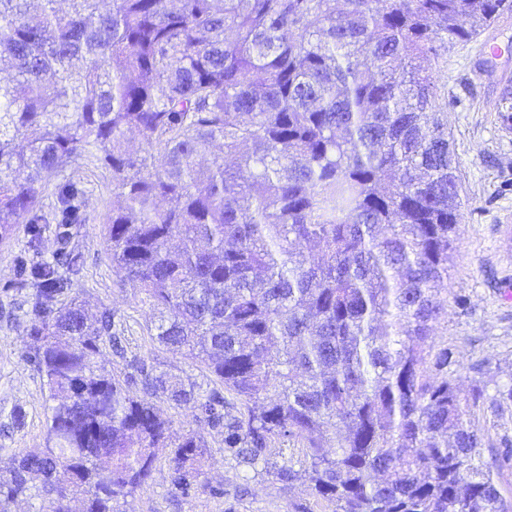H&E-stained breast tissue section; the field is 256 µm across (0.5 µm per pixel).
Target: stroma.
Returning a JSON list of instances; mask_svg holds the SVG:
<instances>
[{
  "label": "stroma",
  "mask_w": 512,
  "mask_h": 512,
  "mask_svg": "<svg viewBox=\"0 0 512 512\" xmlns=\"http://www.w3.org/2000/svg\"><path fill=\"white\" fill-rule=\"evenodd\" d=\"M444 78L448 139L463 203L448 265V294L465 296L470 305L463 311L448 304L436 335L455 349L463 386L471 384L473 365H483L491 397L512 384V125H504L498 114L502 99H512V13L476 40L449 48ZM80 177L85 222L58 223L49 197L46 223L17 225L12 237L0 242V475L14 453L43 447L50 416L48 391L24 357L31 343V271L41 263L78 257L81 273L71 280L69 293L86 301L92 315L115 311L125 323L128 358L159 363L174 375L210 385L203 368L151 343L150 308L112 268L101 224L116 202L111 172L89 165ZM162 409L175 431L204 437V485L182 496L170 483L169 451L162 448L153 480L121 500L119 512H291L294 502L312 512H331L302 483L283 487L275 477L225 457L222 430L204 425L193 411L167 403Z\"/></svg>",
  "instance_id": "stroma-1"
}]
</instances>
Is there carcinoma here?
Listing matches in <instances>:
<instances>
[{
  "label": "carcinoma",
  "instance_id": "carcinoma-1",
  "mask_svg": "<svg viewBox=\"0 0 512 512\" xmlns=\"http://www.w3.org/2000/svg\"><path fill=\"white\" fill-rule=\"evenodd\" d=\"M40 2L30 21L28 0H0V241L44 220L51 178L58 223L78 221L92 153L120 199L112 267L154 311L151 342L218 387L143 361L101 371L106 344L125 355L122 324L90 321L69 277L37 267L29 358L53 405L44 448L0 477V512L32 494L118 512L158 448L189 496L206 446L158 397L221 427L245 468L301 445L303 471L287 459L274 477L332 512H512L495 481L512 451L483 454L485 389L461 395L435 338L462 218L439 73L512 0Z\"/></svg>",
  "mask_w": 512,
  "mask_h": 512
}]
</instances>
